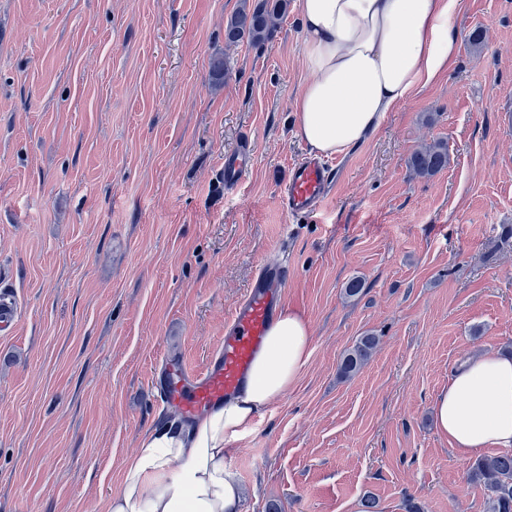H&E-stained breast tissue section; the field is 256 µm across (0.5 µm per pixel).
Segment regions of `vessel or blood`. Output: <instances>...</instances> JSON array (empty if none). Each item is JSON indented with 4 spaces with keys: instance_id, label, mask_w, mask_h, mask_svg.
<instances>
[{
    "instance_id": "obj_1",
    "label": "vessel or blood",
    "mask_w": 512,
    "mask_h": 512,
    "mask_svg": "<svg viewBox=\"0 0 512 512\" xmlns=\"http://www.w3.org/2000/svg\"><path fill=\"white\" fill-rule=\"evenodd\" d=\"M252 155L250 137H243L235 160L224 165V188L232 190L243 179ZM335 173L327 160L304 156L291 168L280 198L282 211L292 219L317 213L324 205ZM287 262H266L255 272L247 294L236 304L224 326V340L203 368L194 369L184 359L170 360L155 381L163 406L185 419L223 404L248 380L256 357L263 351L267 333L289 279ZM19 319L14 296L0 291V331Z\"/></svg>"
}]
</instances>
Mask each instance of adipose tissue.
Returning a JSON list of instances; mask_svg holds the SVG:
<instances>
[{
    "mask_svg": "<svg viewBox=\"0 0 512 512\" xmlns=\"http://www.w3.org/2000/svg\"><path fill=\"white\" fill-rule=\"evenodd\" d=\"M462 0H300L311 74L294 102L297 136L326 156L363 140L386 112L455 60ZM308 323L286 308L271 326L243 391L192 423L156 428L125 461L104 512H239L243 491L225 461L228 440L292 387L310 354ZM438 431L466 456L512 447V356L462 361L433 402Z\"/></svg>",
    "mask_w": 512,
    "mask_h": 512,
    "instance_id": "adipose-tissue-1",
    "label": "adipose tissue"
}]
</instances>
